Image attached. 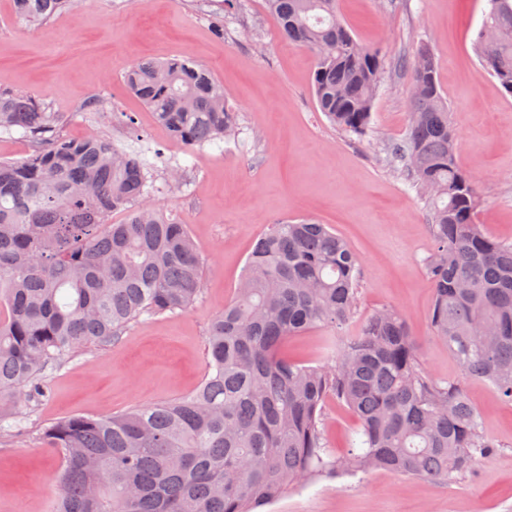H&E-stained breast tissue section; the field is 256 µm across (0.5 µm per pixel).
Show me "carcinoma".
I'll return each instance as SVG.
<instances>
[{"label": "carcinoma", "instance_id": "obj_1", "mask_svg": "<svg viewBox=\"0 0 512 512\" xmlns=\"http://www.w3.org/2000/svg\"><path fill=\"white\" fill-rule=\"evenodd\" d=\"M74 0H14L40 24ZM281 36L308 50L320 112L364 136L384 59L342 21L338 0H266ZM475 50L512 96V0H487ZM410 112L391 157L428 201L434 250L430 327L462 372L512 405V241L477 224L481 199L457 162L435 58L405 61ZM135 96L188 150L235 135L236 108L212 72L183 55L143 59L124 75ZM36 96L0 89V132L27 156L0 160V420L43 393L42 374L106 345L147 315L199 299L204 263L188 225L155 195V167L100 134L71 137ZM115 211L125 213L110 223ZM362 277L351 244L326 224L283 221L259 239L234 298L210 321L205 377L191 394L108 417L71 416L43 440L60 459L52 512H257L302 484L386 470L430 482L468 473L496 447L461 387L421 364L400 311L352 326ZM322 328L328 358L286 355ZM359 424L357 447L329 448L324 407Z\"/></svg>", "mask_w": 512, "mask_h": 512}]
</instances>
